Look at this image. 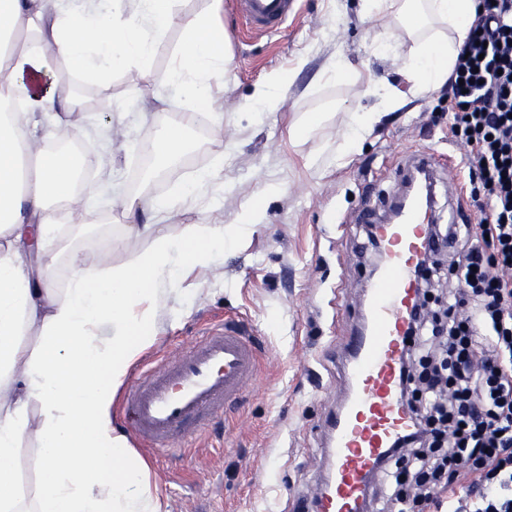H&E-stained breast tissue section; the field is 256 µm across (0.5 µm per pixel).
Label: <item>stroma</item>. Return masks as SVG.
I'll list each match as a JSON object with an SVG mask.
<instances>
[{
	"label": "stroma",
	"mask_w": 512,
	"mask_h": 512,
	"mask_svg": "<svg viewBox=\"0 0 512 512\" xmlns=\"http://www.w3.org/2000/svg\"><path fill=\"white\" fill-rule=\"evenodd\" d=\"M232 71L216 95L224 133L192 130L193 148L183 164L145 191L133 180L141 172L139 144L153 139L158 116L179 119L192 112L174 90L118 72L100 91L101 108L88 107L57 129L58 138L80 128L112 140V156L92 148L86 179L108 180L96 204L92 235L70 233L81 217L61 214L48 242L55 258L53 285L65 291L74 275L73 256L96 264L109 251L120 265L145 251L151 240L128 232L115 202L127 195L150 201L165 196L203 170L217 176L199 199L167 218L162 230L179 236L206 221L237 223L245 203L263 201V224L240 244L225 248L219 264L197 270L198 292L172 295L146 357L189 351L198 325L231 317L252 335L259 366L244 400L209 425L184 457L144 454L160 489L165 512H293L312 500L327 467L326 423L344 395V345L361 318L368 256L355 245L364 235L356 217L386 207L409 159L448 149L446 88L412 96L403 68L411 43L389 15H365L361 0H299L294 16L275 33L249 32L234 0L221 15ZM349 73L331 80L329 59ZM289 77L275 112H255L245 101L271 74ZM398 95L401 108L384 111L383 95ZM329 120L310 136H291L306 113L326 105ZM377 112L361 149L339 156L354 111ZM275 180L283 192L265 198Z\"/></svg>",
	"instance_id": "35a3bbf8"
}]
</instances>
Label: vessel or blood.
I'll return each instance as SVG.
<instances>
[{"instance_id": "1", "label": "vessel or blood", "mask_w": 512, "mask_h": 512, "mask_svg": "<svg viewBox=\"0 0 512 512\" xmlns=\"http://www.w3.org/2000/svg\"><path fill=\"white\" fill-rule=\"evenodd\" d=\"M249 29L279 30L297 0H235ZM369 224L378 245L379 270L362 304L363 324L345 345L346 396L327 433L328 472L313 512H362L374 473L412 428L401 397L400 366L418 305L417 272L432 247L429 204L412 202L395 224ZM259 364L258 353L236 322L200 328L183 355L143 364L126 391L124 420L135 439L155 453L178 446L189 452L209 421L240 402Z\"/></svg>"}]
</instances>
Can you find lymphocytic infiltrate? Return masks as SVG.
Wrapping results in <instances>:
<instances>
[{
    "instance_id": "obj_1",
    "label": "lymphocytic infiltrate",
    "mask_w": 512,
    "mask_h": 512,
    "mask_svg": "<svg viewBox=\"0 0 512 512\" xmlns=\"http://www.w3.org/2000/svg\"><path fill=\"white\" fill-rule=\"evenodd\" d=\"M450 132L468 170V225H432L462 243L418 270L419 312L401 366L413 430L377 471L397 512H512V0H479L448 77Z\"/></svg>"
}]
</instances>
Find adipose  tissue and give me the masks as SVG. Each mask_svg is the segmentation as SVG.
Returning a JSON list of instances; mask_svg holds the SVG:
<instances>
[{
  "mask_svg": "<svg viewBox=\"0 0 512 512\" xmlns=\"http://www.w3.org/2000/svg\"><path fill=\"white\" fill-rule=\"evenodd\" d=\"M175 0H0V512H163L149 469L112 423V403L151 343L168 289L212 266L263 222L246 204L238 223L187 225L178 238L159 231L174 197L195 198L213 172L202 171L175 196L119 200L131 231L151 246L118 266L75 260L65 292L50 281L60 207L92 211L96 183H80L70 152L29 137L41 118L81 109L71 77L106 86L113 73L152 74L156 42L172 24L180 45L163 77L211 131L223 132L213 106L231 59L218 20L222 0L177 16ZM366 14L392 12L413 42L404 62L413 96L443 85L469 32L475 0H362ZM173 166L187 154L185 126L161 120L152 143ZM36 337L34 348L20 339ZM35 438L34 490L17 479L21 443Z\"/></svg>",
  "mask_w": 512,
  "mask_h": 512,
  "instance_id": "obj_1",
  "label": "adipose tissue"
}]
</instances>
